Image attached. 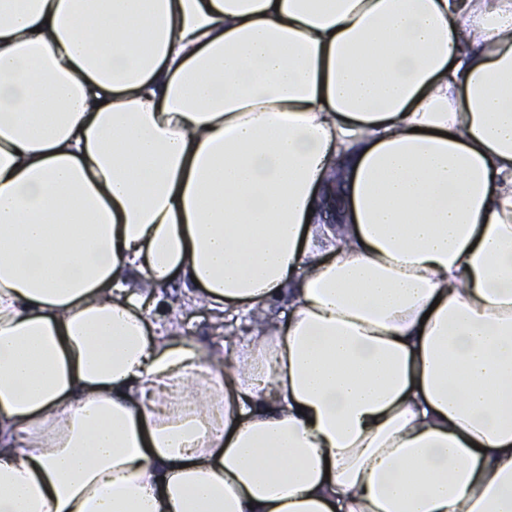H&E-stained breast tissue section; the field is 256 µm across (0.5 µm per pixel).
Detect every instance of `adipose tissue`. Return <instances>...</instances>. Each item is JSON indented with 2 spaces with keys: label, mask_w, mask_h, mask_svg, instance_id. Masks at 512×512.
<instances>
[{
  "label": "adipose tissue",
  "mask_w": 512,
  "mask_h": 512,
  "mask_svg": "<svg viewBox=\"0 0 512 512\" xmlns=\"http://www.w3.org/2000/svg\"><path fill=\"white\" fill-rule=\"evenodd\" d=\"M0 512H512V0H0ZM344 182V169L338 167L332 177L331 189L326 190L321 198L320 212L323 224H348L345 201L340 191ZM191 311L194 310L186 309L185 306H182L183 317L181 322L187 334L196 339L206 352L214 349L222 350L221 342L224 340L223 336L225 335L215 336L208 316L206 314L187 315Z\"/></svg>",
  "instance_id": "1"
}]
</instances>
